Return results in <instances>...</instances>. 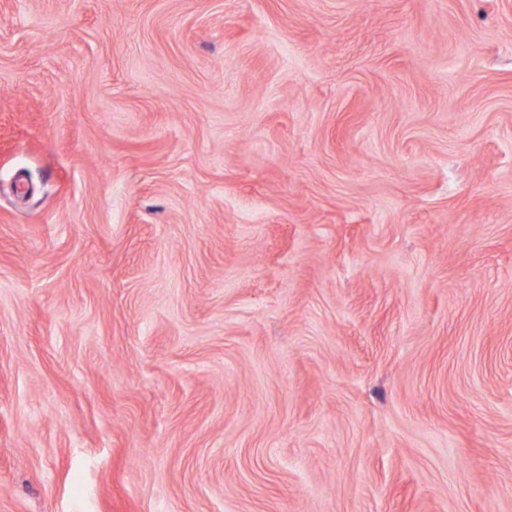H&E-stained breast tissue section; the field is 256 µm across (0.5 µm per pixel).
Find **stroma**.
Returning <instances> with one entry per match:
<instances>
[{
  "mask_svg": "<svg viewBox=\"0 0 512 512\" xmlns=\"http://www.w3.org/2000/svg\"><path fill=\"white\" fill-rule=\"evenodd\" d=\"M0 512H512V0H0Z\"/></svg>",
  "mask_w": 512,
  "mask_h": 512,
  "instance_id": "35a3bbf8",
  "label": "stroma"
}]
</instances>
